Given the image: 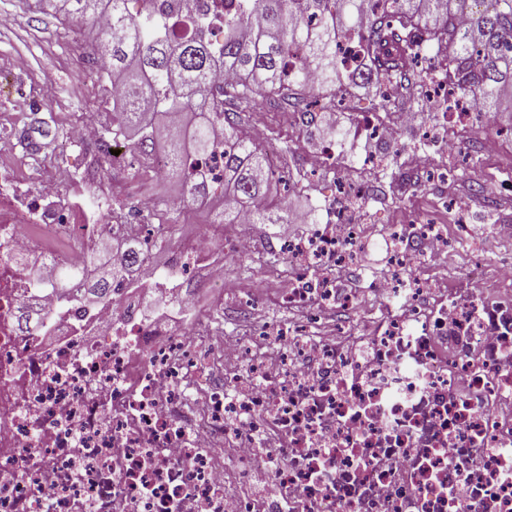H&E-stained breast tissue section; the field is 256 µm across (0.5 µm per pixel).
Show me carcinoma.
<instances>
[{"instance_id":"cac0c4a2","label":"carcinoma","mask_w":512,"mask_h":512,"mask_svg":"<svg viewBox=\"0 0 512 512\" xmlns=\"http://www.w3.org/2000/svg\"><path fill=\"white\" fill-rule=\"evenodd\" d=\"M130 0H40L61 16L78 17L88 24L102 12L111 13L112 28L97 29L96 50L108 64V78L123 88L122 105L112 113V126L101 128L107 141L141 131L135 146L154 148L159 135L167 140L165 155L170 173L182 181L183 198L206 196L212 183L191 164L209 154L216 131L213 116L205 112V89L228 72L236 84L224 88V223L236 219L235 208L266 196L273 176L262 144L242 130L241 113L269 97L292 110L309 106L310 83L336 103V93L369 84L378 72L391 70L407 82L419 83L413 71L417 61L442 58L433 70L460 97L470 99L481 112H512V0H392L379 11L366 0H239L224 13V35L218 43L196 34L177 35L180 16L159 18L149 9L131 10ZM353 35L364 48V73L343 68L337 46ZM452 54L441 56L442 42ZM178 115L164 132L148 129L149 109ZM53 118L38 117L26 132L24 148L36 154L42 140L59 136ZM172 208L154 213L162 226V242L172 235L176 220ZM292 219L287 209L264 208L253 214L254 224H281ZM126 259L112 264V249ZM143 246L115 240L100 254L89 253L80 266L62 265L50 280L38 277L37 288L48 286L59 298V309L112 300L116 282L133 283L131 272L140 266ZM54 315L36 317L24 305L20 329L48 333Z\"/></svg>"}]
</instances>
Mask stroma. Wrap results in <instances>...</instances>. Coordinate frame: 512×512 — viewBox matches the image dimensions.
I'll use <instances>...</instances> for the list:
<instances>
[{
	"label": "stroma",
	"mask_w": 512,
	"mask_h": 512,
	"mask_svg": "<svg viewBox=\"0 0 512 512\" xmlns=\"http://www.w3.org/2000/svg\"><path fill=\"white\" fill-rule=\"evenodd\" d=\"M1 12L12 16L13 25L0 31V82L25 88L33 97L43 83H51L55 97L42 106L41 111L53 114L61 127H70L88 113L97 114L101 123L110 124L112 92L105 84L93 83L86 75L94 37L91 28L74 18L64 20L43 13L38 0H0ZM392 109L420 115L418 128L403 131L396 158L381 167L365 166V158L381 152L382 146L361 134L359 126L355 125L344 135L327 132V140L335 143L344 163L319 175L307 173L304 163L312 134L292 123L289 109L266 103L261 111L243 115L247 124L257 120L265 122L279 150L281 164L290 173L289 178L272 182L269 200L273 207L307 211L311 223L321 224L326 220L325 206L332 201L336 204L337 215L348 223L371 226L373 233L362 247L364 266L373 276L384 273L390 266L395 247L390 235L393 226L413 220L428 224L437 217L436 192L432 186L425 183L415 192L406 194L400 190L399 180L408 156L423 145L420 129L437 126L439 111L428 104L426 98L403 89L395 97ZM14 110L11 96L0 94V146L5 149V163L13 165L21 176L33 169L50 168L55 162L56 140L45 139L39 155H26L21 142L15 138ZM487 136V130L479 123L464 136L463 155L452 165L454 175L448 181V192L455 195L478 191L480 199L468 213L466 222L471 226L474 244L481 246L489 259L494 260L512 251V240H502L496 235L498 225L512 223V197L496 194L498 178L512 173V135L503 136L502 145L494 155L484 148ZM65 159L83 177L82 182L65 187L68 195L76 192L87 201L105 197L111 199L113 206L121 208L127 207L133 193L151 196L156 203L167 205L176 204L182 197L178 179L153 183L141 175L134 163L121 172L98 168L91 152L81 145H71ZM347 175L380 186L381 198L359 205L333 201L335 184ZM285 266L284 258L268 252L229 260L223 298H216L211 289H196L197 312H207L209 305L223 301L225 332L242 331L244 324L236 311L237 289L256 287L272 270Z\"/></svg>",
	"instance_id": "obj_1"
}]
</instances>
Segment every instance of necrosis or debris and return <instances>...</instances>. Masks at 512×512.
<instances>
[{
	"label": "necrosis or debris",
	"instance_id": "4bbe7bcc",
	"mask_svg": "<svg viewBox=\"0 0 512 512\" xmlns=\"http://www.w3.org/2000/svg\"><path fill=\"white\" fill-rule=\"evenodd\" d=\"M453 133L470 102L431 83ZM0 512H512V262L496 293L407 275L453 246L443 224H399L392 270L369 312L356 281L361 227L328 220L313 237L275 239L274 278L304 324L261 336L215 334L210 319L171 333L146 306L188 307L197 268L224 284V260L256 254L240 210L180 247L178 288L116 291L89 320L58 311L51 338L18 330L29 263L77 264L100 242L141 239V203L113 218L83 211L56 165L37 193L0 166Z\"/></svg>",
	"mask_w": 512,
	"mask_h": 512
}]
</instances>
